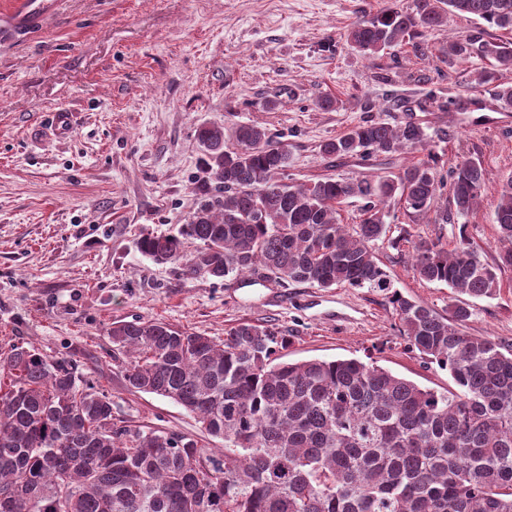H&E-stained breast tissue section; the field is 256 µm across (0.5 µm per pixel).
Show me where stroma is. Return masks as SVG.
<instances>
[{
    "label": "stroma",
    "instance_id": "1",
    "mask_svg": "<svg viewBox=\"0 0 512 512\" xmlns=\"http://www.w3.org/2000/svg\"><path fill=\"white\" fill-rule=\"evenodd\" d=\"M414 0H64L38 31L0 40V352L36 347L77 359L112 401L115 421L175 432L207 447L218 439L172 401L131 391L112 360L117 322L159 320L224 336L242 322L288 340L285 361L355 358L420 386L447 390V370L422 359L401 334L387 293L370 288L280 285L263 269L221 280L189 279L142 255L140 234H174L209 188L199 127L260 126L287 144L282 180H374L418 161L440 180L475 157L487 184L476 214L450 213L448 190L431 212L392 200L376 245L393 290L447 315L454 295L420 280L412 243L455 245L467 235L483 261L497 256L494 210L512 175V111L494 110L492 86L473 88L485 62L448 57L446 26L365 57L345 34L354 24ZM329 97L336 106L320 109ZM68 109V136L32 137ZM365 120L426 127L427 145L390 155L324 157L321 144ZM448 221L436 223L438 212ZM492 298L470 302L467 335L512 349V269Z\"/></svg>",
    "mask_w": 512,
    "mask_h": 512
}]
</instances>
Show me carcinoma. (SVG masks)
I'll return each instance as SVG.
<instances>
[{"mask_svg": "<svg viewBox=\"0 0 512 512\" xmlns=\"http://www.w3.org/2000/svg\"><path fill=\"white\" fill-rule=\"evenodd\" d=\"M463 14L484 28L448 40V56L479 57L512 70V0H415L353 26L350 46L371 57ZM205 167L218 194L202 200L178 233L147 234L141 253L190 278L222 279L263 267L280 284L323 289L391 286L373 246L387 234L396 197L427 212L437 192L428 162L376 180L324 177L290 185L288 146L241 124L237 148L224 127L206 125ZM424 126L364 121L320 146L325 156L370 158L425 146ZM486 171L475 159L448 172L461 216L475 212ZM364 201L359 221L339 205ZM495 263L465 234L453 248L421 241L413 269L426 282L470 298L499 294L512 269V175L494 213ZM409 348L448 370L456 389H425L358 359L285 362L288 339L242 322L224 339L158 321L115 323L112 358L130 388L168 398L192 414L222 448L162 430L119 425L108 397L82 381L73 357L50 361L35 347L0 353V512H512V351L448 316L393 293Z\"/></svg>", "mask_w": 512, "mask_h": 512, "instance_id": "cac0c4a2", "label": "carcinoma"}]
</instances>
